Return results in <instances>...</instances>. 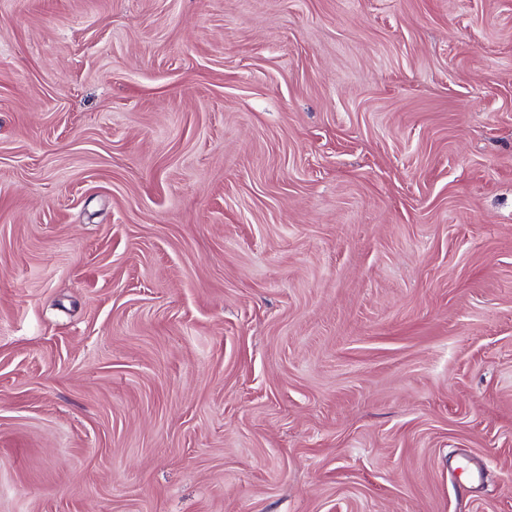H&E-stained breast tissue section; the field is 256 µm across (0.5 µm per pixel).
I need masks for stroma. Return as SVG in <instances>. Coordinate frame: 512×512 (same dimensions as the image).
<instances>
[{"mask_svg": "<svg viewBox=\"0 0 512 512\" xmlns=\"http://www.w3.org/2000/svg\"><path fill=\"white\" fill-rule=\"evenodd\" d=\"M0 512H512V0H0Z\"/></svg>", "mask_w": 512, "mask_h": 512, "instance_id": "obj_1", "label": "stroma"}]
</instances>
